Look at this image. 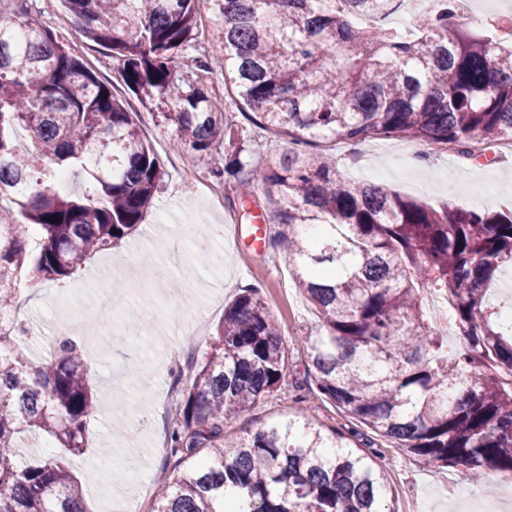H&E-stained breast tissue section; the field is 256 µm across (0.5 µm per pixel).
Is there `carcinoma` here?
<instances>
[{"mask_svg": "<svg viewBox=\"0 0 512 512\" xmlns=\"http://www.w3.org/2000/svg\"><path fill=\"white\" fill-rule=\"evenodd\" d=\"M404 0H64L76 32L111 52L127 88L160 99L171 148L205 161L230 128L203 81L216 69L258 128L288 154L245 168L210 165L243 193L266 189L285 227L273 246L319 318L302 337L307 392L390 447L470 483L512 475V301L490 298L512 267V209L435 208L337 176L321 139L403 138L466 159L512 139V42L458 23V0L395 30ZM215 6L224 55L198 36ZM25 0L0 6V315L18 277H72L96 252L136 233L164 171L134 113L46 26L25 25ZM195 53L194 77L178 74ZM18 127L30 130L20 150ZM83 175L73 192L65 176ZM304 224L319 233L307 238ZM442 305L430 315L428 302ZM24 327L0 319V512H84L67 457L85 448L97 395L69 341L31 359ZM278 317L254 289L224 318L183 390L168 457L180 475L153 512H395L387 475L337 429L302 412L228 439L235 414L276 392L288 368ZM462 346L448 352V337ZM27 436L62 453L20 460Z\"/></svg>", "mask_w": 512, "mask_h": 512, "instance_id": "1", "label": "carcinoma"}]
</instances>
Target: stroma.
<instances>
[{
  "label": "stroma",
  "instance_id": "stroma-1",
  "mask_svg": "<svg viewBox=\"0 0 512 512\" xmlns=\"http://www.w3.org/2000/svg\"><path fill=\"white\" fill-rule=\"evenodd\" d=\"M27 22L50 27L67 40L73 52L108 82L114 94L127 100L140 128L152 144L165 172L143 225V240L151 241L152 260L166 263L174 277L170 287L146 288L144 283L126 282L119 250L96 253L79 273L61 283L46 282L24 287L17 318L31 331L27 350L32 359L50 355L64 338L58 330L63 318L60 302L78 294L84 311L96 315L106 286L126 283L130 293L151 299L140 307L137 341L123 340L124 311L96 325V344L85 336L72 340L85 355L92 385L100 394L91 420L83 454L72 468L83 490L86 512H110L113 501L127 504L130 512H151L154 499L138 494L140 485L152 493L173 475L159 448L170 414L163 404L174 386L175 374L190 376L206 342L224 315V306L245 288H254L269 305L277 308L283 327L282 341L289 367L277 392L256 407L230 419L225 431L239 438L255 433L265 422L296 412L300 396L296 388L305 375V361L297 342L314 333L318 325L292 276V264L270 241H259L253 227L265 221L276 232L274 207L265 190L241 195L236 180L224 183V210L212 214L204 193L196 184L182 180L184 169L195 168L191 154L174 152L161 113L163 103H141L129 94L119 75V63L103 48L80 39L72 16L61 0H28ZM232 124V146L218 149L215 161L228 162L233 146H240L243 163L266 162L287 151V139L265 134L228 103ZM373 157L370 170H352L338 163L339 175L348 181L374 184L404 198L418 199L440 207L449 203L467 208L512 207V156L492 161H469L459 155L432 153L425 166H417L421 145L401 138H369L364 142ZM141 420L138 434L122 438L112 431L117 418ZM376 461L387 475L389 496L400 512H476L490 500L454 469H438L412 456L395 454L379 443Z\"/></svg>",
  "mask_w": 512,
  "mask_h": 512
}]
</instances>
